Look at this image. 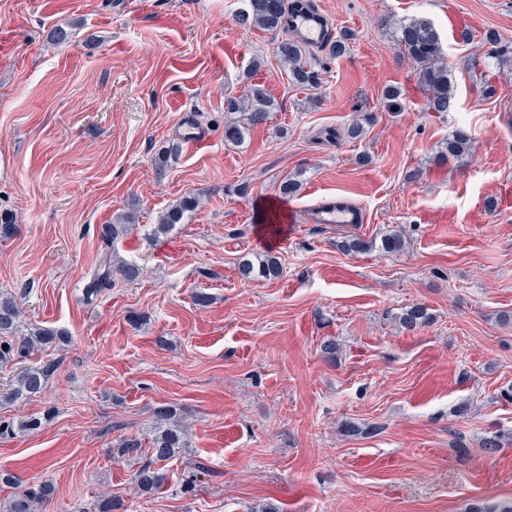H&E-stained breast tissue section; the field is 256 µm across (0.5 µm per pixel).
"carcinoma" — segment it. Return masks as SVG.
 I'll use <instances>...</instances> for the list:
<instances>
[{"label":"carcinoma","instance_id":"carcinoma-1","mask_svg":"<svg viewBox=\"0 0 512 512\" xmlns=\"http://www.w3.org/2000/svg\"><path fill=\"white\" fill-rule=\"evenodd\" d=\"M306 8L303 0H249L248 11L237 16V22L244 27H258L269 31H284L288 24V11ZM397 41L404 54L419 66L418 80L426 97L428 109L433 112H446L453 96L454 85L448 68L442 45L432 25L422 18H411L400 22L397 28ZM277 54L288 72V79L296 86H312L316 83L315 72L308 68L302 57L301 40L286 38L279 42ZM276 103L258 85L250 87L248 93L239 99L226 100L224 111L241 113L239 119H227L224 122V141L230 144L244 142L253 127L265 124ZM472 150V141L463 130H457L448 138L445 152L441 158L461 157ZM199 206L193 196H186L163 211L154 225L152 234H166L176 225L184 222L186 213ZM136 211L125 212L106 224L102 229V238L117 244L131 231L137 228ZM404 247L402 235L397 231L387 233L381 239V250L397 253ZM241 275L246 279L264 278L274 280L282 273V267L273 256L246 258L240 265ZM143 270L134 262L115 263L112 258H104L87 282L88 295H96L109 288L118 276L126 282L138 280ZM22 313L14 299L0 297V364L15 362L22 365L12 382L14 387L7 393L10 399L29 398L41 394L53 371L54 363L46 360L34 361L31 355L42 347L64 341L68 333L63 330L24 326ZM429 319L427 308L422 305L409 307L401 316L402 325L413 329ZM54 417V411L47 409L41 415L30 416L17 422L0 421V436L13 437L17 434L34 433L42 429ZM174 413L167 407L156 411L157 426L149 442L143 448L142 439L137 435L120 438L112 453L136 461L130 472L131 484L141 493H153L164 485L165 474L157 463L175 457L188 447L186 431L173 420ZM0 480L11 483L19 490L7 499L0 501V512H38L39 506L52 501L54 485L48 481L23 486L14 477L0 475ZM471 512H512V499L483 502L471 509Z\"/></svg>","mask_w":512,"mask_h":512}]
</instances>
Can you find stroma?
<instances>
[{"label": "stroma", "mask_w": 512, "mask_h": 512, "mask_svg": "<svg viewBox=\"0 0 512 512\" xmlns=\"http://www.w3.org/2000/svg\"><path fill=\"white\" fill-rule=\"evenodd\" d=\"M241 2L0 0V210L17 224L0 241V293L24 323L70 334L34 354L57 363L41 395L6 400L14 372L0 369V420L55 410L43 430L0 439V471L51 480L41 512L99 493L121 512H468L512 498V0H311L348 38L337 57L306 46L311 90L288 82L285 32L238 26ZM412 17L452 67L448 111H424L396 42ZM57 26L69 42L48 40ZM251 82L277 109L225 143L224 100ZM187 116L206 142L156 168ZM355 119L366 134L350 142ZM458 129L473 150L438 162ZM292 176L300 190L282 195ZM336 194L363 223H311ZM188 195L200 206L153 236ZM131 209L137 229L103 242ZM391 230L403 251L340 248ZM112 252L144 277L86 296ZM266 252L282 276L243 279L239 259ZM416 303L428 322L403 328ZM161 407L189 446L141 494L111 447L150 437ZM191 461L203 470L187 494Z\"/></svg>", "instance_id": "stroma-1"}]
</instances>
